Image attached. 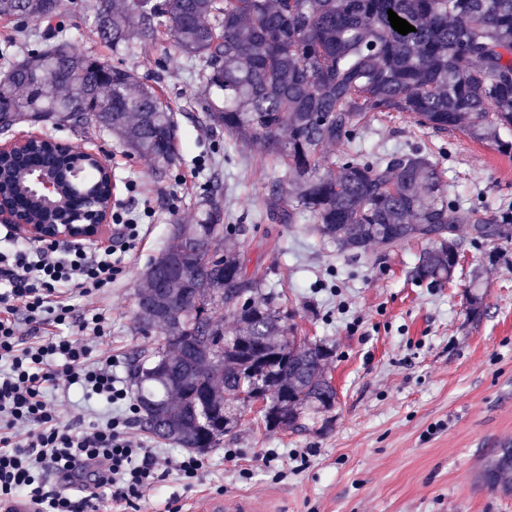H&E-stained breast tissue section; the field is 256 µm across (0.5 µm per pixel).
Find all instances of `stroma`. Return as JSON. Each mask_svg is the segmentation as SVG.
I'll use <instances>...</instances> for the list:
<instances>
[{
	"label": "stroma",
	"instance_id": "obj_1",
	"mask_svg": "<svg viewBox=\"0 0 512 512\" xmlns=\"http://www.w3.org/2000/svg\"><path fill=\"white\" fill-rule=\"evenodd\" d=\"M93 6L65 0L76 45L157 87L179 122L176 157L166 167L131 154L91 122L74 130L23 122L10 132L104 150L115 204L152 212L134 259L100 301L110 322L96 357H112L124 376L137 352L161 343L159 333L134 329L146 266L173 225L197 223L204 190L215 183L223 188L226 223L238 227L224 249L248 253L298 335L334 349L329 429L270 432L246 412L219 447L203 453L196 482L165 475L138 512H171L216 492L261 502L266 512H512V495L477 482L499 443L512 440V241L482 243L459 228L453 277L431 287L412 274L428 242L394 252L376 245L370 257L352 258L337 254L305 218H267L271 186L289 185L285 167L261 144H241L203 122L191 63L171 36L147 51L106 45L92 30ZM356 145L365 155L423 150L460 198L491 212L512 206V157L462 133H423L395 113L364 126ZM476 276L483 299L473 317L466 288Z\"/></svg>",
	"mask_w": 512,
	"mask_h": 512
}]
</instances>
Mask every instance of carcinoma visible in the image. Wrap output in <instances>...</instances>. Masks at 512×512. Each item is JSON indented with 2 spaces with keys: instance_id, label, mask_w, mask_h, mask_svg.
Masks as SVG:
<instances>
[{
  "instance_id": "cac0c4a2",
  "label": "carcinoma",
  "mask_w": 512,
  "mask_h": 512,
  "mask_svg": "<svg viewBox=\"0 0 512 512\" xmlns=\"http://www.w3.org/2000/svg\"><path fill=\"white\" fill-rule=\"evenodd\" d=\"M416 28L402 35L388 10ZM64 0H0V18L52 26ZM98 36L119 47L148 48L158 28L202 63L200 103L213 128L242 143L260 142L288 171V207L272 190L269 214L282 224L308 217L340 254L366 255L378 244L423 240L414 279L449 281L459 260L454 236L512 239V214L488 215L452 197L443 172L424 152L363 155L355 139L367 120L406 113L422 129L491 139L512 156V0H96ZM0 120L14 126L91 120L132 154L168 166L175 159V112L128 69L81 52L68 28L0 72ZM342 146L327 163L326 146ZM96 175L65 189L67 204L89 198ZM216 185L197 224L173 226L146 267L136 330L164 344L129 368L145 428L181 448L205 452L223 442L251 404L263 401L270 431L306 430L336 403L327 347L292 334L288 311L264 286L250 258L224 251ZM224 310L227 333L212 313ZM481 482L512 495V446L499 448Z\"/></svg>"
}]
</instances>
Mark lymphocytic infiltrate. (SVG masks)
I'll use <instances>...</instances> for the list:
<instances>
[{"label": "lymphocytic infiltrate", "mask_w": 512, "mask_h": 512, "mask_svg": "<svg viewBox=\"0 0 512 512\" xmlns=\"http://www.w3.org/2000/svg\"><path fill=\"white\" fill-rule=\"evenodd\" d=\"M111 244L31 247L0 233V501L31 499L37 512H98L100 490L133 505L153 488L160 470L197 480L204 463L184 454L159 458L131 432L138 412L111 359L94 358L108 319L92 306L75 311L66 293L92 299L110 290L125 256L139 243V217L112 215ZM72 325V336L29 339L28 330ZM77 389L102 413L87 426L66 423L48 394Z\"/></svg>", "instance_id": "1"}]
</instances>
